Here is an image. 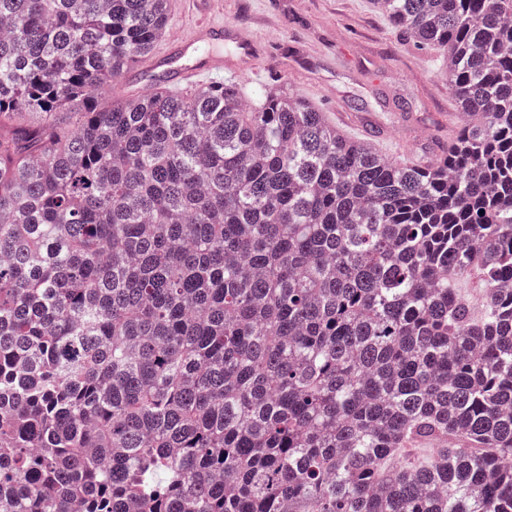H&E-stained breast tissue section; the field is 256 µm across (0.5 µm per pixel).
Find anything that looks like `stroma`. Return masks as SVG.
<instances>
[{
    "label": "stroma",
    "instance_id": "stroma-1",
    "mask_svg": "<svg viewBox=\"0 0 512 512\" xmlns=\"http://www.w3.org/2000/svg\"><path fill=\"white\" fill-rule=\"evenodd\" d=\"M166 37L204 20L238 27L259 48L254 68L225 73L242 95L284 91L323 113L345 112L386 136V155L433 157L456 112L448 59L417 46L375 0H169Z\"/></svg>",
    "mask_w": 512,
    "mask_h": 512
}]
</instances>
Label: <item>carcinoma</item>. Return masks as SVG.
I'll use <instances>...</instances> for the list:
<instances>
[{
    "label": "carcinoma",
    "mask_w": 512,
    "mask_h": 512,
    "mask_svg": "<svg viewBox=\"0 0 512 512\" xmlns=\"http://www.w3.org/2000/svg\"><path fill=\"white\" fill-rule=\"evenodd\" d=\"M161 2L0 0V512H512V0H383L480 116L412 164L101 103Z\"/></svg>",
    "instance_id": "carcinoma-1"
}]
</instances>
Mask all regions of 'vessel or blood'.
<instances>
[{
    "mask_svg": "<svg viewBox=\"0 0 512 512\" xmlns=\"http://www.w3.org/2000/svg\"><path fill=\"white\" fill-rule=\"evenodd\" d=\"M226 41L236 44L235 57L227 59L210 52V45ZM254 58L251 43L237 28L210 20L198 24L189 35L167 39L162 46L150 49L141 68L138 92L144 97L161 90L180 93L204 85L223 71L248 69Z\"/></svg>",
    "mask_w": 512,
    "mask_h": 512,
    "instance_id": "b4317fda",
    "label": "vessel or blood"
}]
</instances>
